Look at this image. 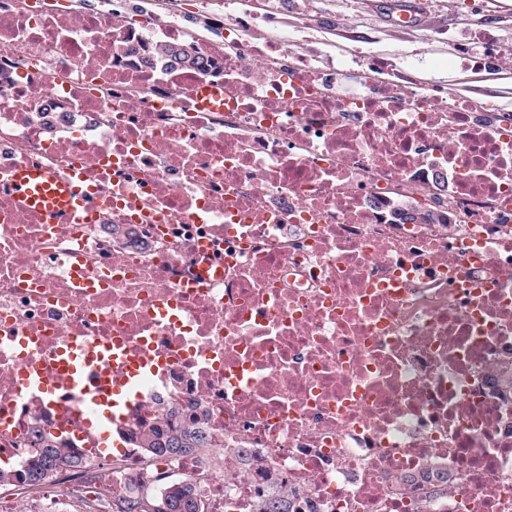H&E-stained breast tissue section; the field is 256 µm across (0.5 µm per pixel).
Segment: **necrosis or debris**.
<instances>
[{"label":"necrosis or debris","mask_w":512,"mask_h":512,"mask_svg":"<svg viewBox=\"0 0 512 512\" xmlns=\"http://www.w3.org/2000/svg\"><path fill=\"white\" fill-rule=\"evenodd\" d=\"M210 22L237 39L0 0V171L39 162L85 201L48 224L0 197V466L43 431L86 462L1 489L0 512H70L134 471L193 478L204 512H255L278 485L289 512H512V117L336 80L236 2ZM168 43L208 69L158 62ZM409 205L448 222L402 221ZM88 342L164 363L125 423L206 410L249 475L101 449L74 405L24 389Z\"/></svg>","instance_id":"1"}]
</instances>
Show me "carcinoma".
I'll return each instance as SVG.
<instances>
[{"mask_svg": "<svg viewBox=\"0 0 512 512\" xmlns=\"http://www.w3.org/2000/svg\"><path fill=\"white\" fill-rule=\"evenodd\" d=\"M155 55L161 61L183 68L206 69L204 60L187 53L177 44L161 45ZM208 421L204 410L183 415L175 406L159 403L150 410L148 420L129 428L126 439L148 457L199 454L210 447L206 439ZM36 444L37 451L24 466L16 471H0V481L22 474L23 481L32 486H47L55 483L67 461H73L75 467L84 464L74 449L51 434H37ZM200 497L197 483L190 478L168 481L152 492L137 476L129 478L120 493L112 496V508L107 512H203Z\"/></svg>", "mask_w": 512, "mask_h": 512, "instance_id": "1", "label": "carcinoma"}]
</instances>
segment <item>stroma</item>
I'll return each mask as SVG.
<instances>
[{"instance_id": "obj_1", "label": "stroma", "mask_w": 512, "mask_h": 512, "mask_svg": "<svg viewBox=\"0 0 512 512\" xmlns=\"http://www.w3.org/2000/svg\"><path fill=\"white\" fill-rule=\"evenodd\" d=\"M401 0H252L251 12L298 25L331 53L324 68L347 71L356 78L369 73L354 59L355 49L385 62H400L402 51L415 49L419 59L411 70L416 86L441 85L449 96L474 108L492 104L512 115V0H420V24L398 26ZM494 41L476 48L483 31Z\"/></svg>"}]
</instances>
